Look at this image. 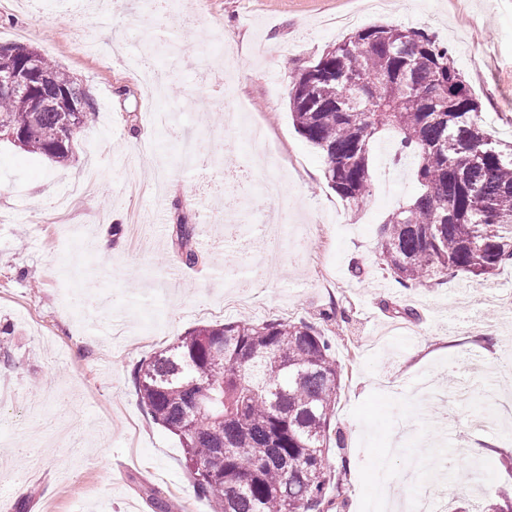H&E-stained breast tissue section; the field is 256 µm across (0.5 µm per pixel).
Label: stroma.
I'll use <instances>...</instances> for the list:
<instances>
[{
  "instance_id": "stroma-1",
  "label": "stroma",
  "mask_w": 512,
  "mask_h": 512,
  "mask_svg": "<svg viewBox=\"0 0 512 512\" xmlns=\"http://www.w3.org/2000/svg\"><path fill=\"white\" fill-rule=\"evenodd\" d=\"M190 13L151 27L145 5L118 0L96 21L99 52L78 51L84 0H43L53 26L30 23L24 0H0V42H23L78 78L99 110L77 135L65 165L0 142V329L12 332L0 357V512H152L145 488L170 512H213L197 498L175 435L140 402L136 365L200 324L224 322V260L265 259L270 275L253 291L261 321L306 320L331 337L343 368L331 419L342 449L333 475L343 512H394L430 495L435 512L463 497L494 498L512 454V266L488 283L455 273L434 285L402 287L377 264V231L419 192L395 167L396 139L371 154L372 188L349 207L328 187L322 155L295 129L291 78L353 27L425 29L448 45L482 116L512 136V0H391L364 10L359 0H189ZM358 12L356 26L330 18ZM219 39L235 102L244 106L228 160L185 166L182 145L144 121L140 77L128 55L177 43L195 57ZM162 105L182 112L185 136L212 141L218 110L210 91L179 72ZM265 144L250 140L252 123ZM276 163L257 169L265 145ZM242 164L255 181L278 179L288 201V237L300 250L269 249L274 223L248 210L224 171ZM238 212L265 226L241 244L234 226L204 222L206 211ZM197 223L205 261L177 262L168 229L178 216ZM117 229L101 256L103 228ZM409 305L418 319L394 316ZM497 339L487 347L485 335ZM456 389H449V379ZM479 446L483 453L471 457Z\"/></svg>"
}]
</instances>
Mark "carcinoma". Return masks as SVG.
Returning <instances> with one entry per match:
<instances>
[{"instance_id": "cac0c4a2", "label": "carcinoma", "mask_w": 512, "mask_h": 512, "mask_svg": "<svg viewBox=\"0 0 512 512\" xmlns=\"http://www.w3.org/2000/svg\"><path fill=\"white\" fill-rule=\"evenodd\" d=\"M11 66L35 54L34 96L0 93V130L21 151L64 165L97 111L80 83L38 49L10 42ZM362 80L344 97L345 78ZM289 110L322 154L328 185L357 207L369 195L377 134L399 136L418 196L378 229V259L402 285L448 272L485 282L512 262V140L485 128L448 47L420 28L372 25L336 42L295 75ZM197 225H172L182 264L204 259ZM342 367L332 339L307 321L202 324L134 370L141 402L176 435L197 495L215 512H335L330 419ZM484 512H512V484Z\"/></svg>"}]
</instances>
